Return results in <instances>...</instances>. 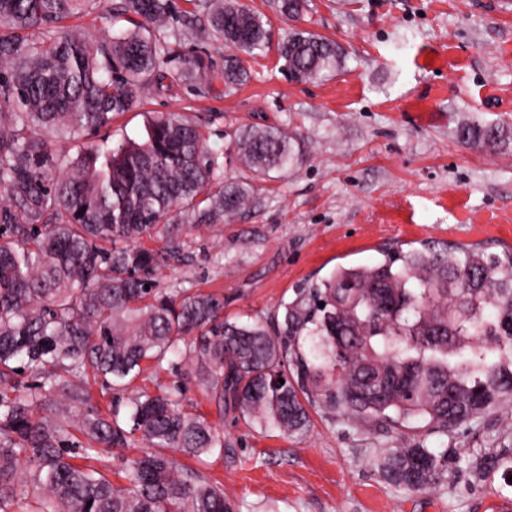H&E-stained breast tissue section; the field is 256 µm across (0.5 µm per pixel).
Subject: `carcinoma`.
<instances>
[{
	"label": "carcinoma",
	"mask_w": 512,
	"mask_h": 512,
	"mask_svg": "<svg viewBox=\"0 0 512 512\" xmlns=\"http://www.w3.org/2000/svg\"><path fill=\"white\" fill-rule=\"evenodd\" d=\"M97 0H0V512H234L224 489L170 455L197 459L224 447L180 386L137 387L104 414L87 378L130 388L148 369L190 372L219 415L272 426L283 435L325 407L349 419L403 427L421 419L446 433L512 400V254L423 244L383 261L338 266L296 289L283 321L224 320V297L158 288V272L186 235L255 201V182L305 158L301 136L278 126L243 130L234 148L243 175L224 178L221 155L183 113H160L139 142L116 148L98 132L143 94L187 80L210 83L202 55L176 57L183 40L233 48L224 87L247 82L245 56L271 47L268 21L239 0H120L101 39L65 21ZM300 20L308 0H275ZM276 51L296 82L345 64L342 47L291 29ZM466 145L494 148L502 131L463 124ZM83 146L61 169L55 141ZM147 241L162 242L149 248ZM36 378L20 395L18 372ZM139 443L125 461L128 484L74 463ZM512 476V448L474 464L476 476ZM410 491L443 481L447 458L407 437L382 463Z\"/></svg>",
	"instance_id": "obj_1"
}]
</instances>
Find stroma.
Returning a JSON list of instances; mask_svg holds the SVG:
<instances>
[{
    "instance_id": "1",
    "label": "stroma",
    "mask_w": 512,
    "mask_h": 512,
    "mask_svg": "<svg viewBox=\"0 0 512 512\" xmlns=\"http://www.w3.org/2000/svg\"><path fill=\"white\" fill-rule=\"evenodd\" d=\"M244 2L268 19L273 39L302 26L339 43L346 65L299 83L271 49L228 91L225 50L198 40L213 62L210 85L150 93L102 129L118 144L140 139L153 113L187 114L223 154L228 177L241 165L226 148L243 128L305 138L306 162L259 183L253 205L219 230L191 231L160 287L223 295L226 319L266 323L296 288L398 248L438 241L512 252V0H311L299 24L272 0ZM473 120L503 127L506 139L494 149L461 143L457 126ZM151 382L182 386L183 405L223 432V454L178 461L220 482L236 512H512V487L473 471L490 449L512 448V402L445 433L414 422L412 436L447 455L448 473L411 492L380 470L400 443L396 429L321 407L306 431L285 436L220 417L190 375L164 370Z\"/></svg>"
}]
</instances>
